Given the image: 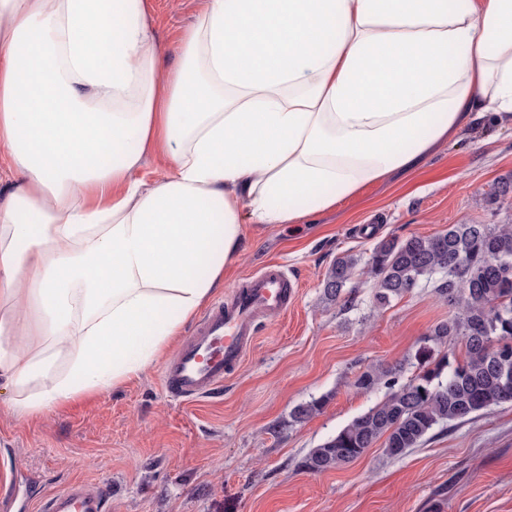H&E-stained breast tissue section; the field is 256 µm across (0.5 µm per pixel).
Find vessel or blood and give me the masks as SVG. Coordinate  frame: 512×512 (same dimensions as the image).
Returning a JSON list of instances; mask_svg holds the SVG:
<instances>
[{
	"label": "vessel or blood",
	"instance_id": "vessel-or-blood-1",
	"mask_svg": "<svg viewBox=\"0 0 512 512\" xmlns=\"http://www.w3.org/2000/svg\"><path fill=\"white\" fill-rule=\"evenodd\" d=\"M299 285L276 262L238 282L214 302L200 324L178 347L162 380L166 393L191 401L213 394L254 343L262 318L287 312ZM100 490L74 484L48 497L43 512H104Z\"/></svg>",
	"mask_w": 512,
	"mask_h": 512
}]
</instances>
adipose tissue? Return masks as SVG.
<instances>
[{
    "label": "adipose tissue",
    "instance_id": "ef3b65f1",
    "mask_svg": "<svg viewBox=\"0 0 512 512\" xmlns=\"http://www.w3.org/2000/svg\"><path fill=\"white\" fill-rule=\"evenodd\" d=\"M161 74L146 0H0V384L126 385L239 259L476 119L512 124V0H207ZM170 161L160 181L148 154Z\"/></svg>",
    "mask_w": 512,
    "mask_h": 512
}]
</instances>
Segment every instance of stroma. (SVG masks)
I'll list each match as a JSON object with an SVG mask.
<instances>
[{
    "instance_id": "stroma-1",
    "label": "stroma",
    "mask_w": 512,
    "mask_h": 512,
    "mask_svg": "<svg viewBox=\"0 0 512 512\" xmlns=\"http://www.w3.org/2000/svg\"><path fill=\"white\" fill-rule=\"evenodd\" d=\"M164 51L178 65L181 33L205 0H148ZM512 126L487 120L440 144L411 172L340 201L307 224L248 225L225 276L234 287L268 261L299 291L288 312L266 320L223 389L194 403L170 398L163 360L138 380L37 418L18 419L0 387V498L14 477L35 479V497L84 483L104 490L106 512H512V404L435 431L405 455L374 445L344 467L311 474L307 452L382 400L357 390L371 365L418 372L422 339L448 306L419 288L384 307L373 283L351 282L352 304L324 298L322 280L344 253L368 259L390 235L432 236L460 222L512 224ZM326 397L301 422L299 404Z\"/></svg>"
}]
</instances>
